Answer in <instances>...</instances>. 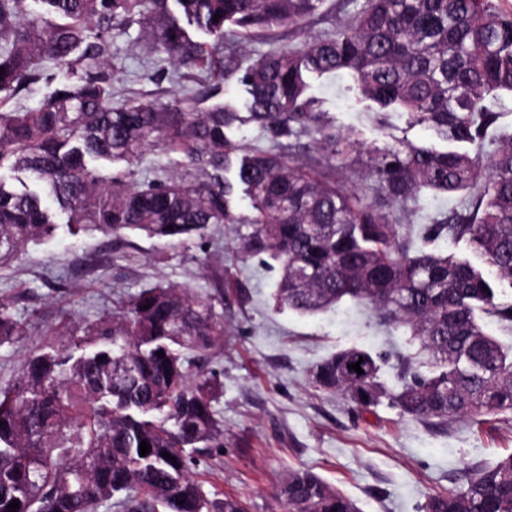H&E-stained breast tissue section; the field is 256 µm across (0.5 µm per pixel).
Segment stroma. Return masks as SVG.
Instances as JSON below:
<instances>
[{"instance_id": "35a3bbf8", "label": "stroma", "mask_w": 512, "mask_h": 512, "mask_svg": "<svg viewBox=\"0 0 512 512\" xmlns=\"http://www.w3.org/2000/svg\"><path fill=\"white\" fill-rule=\"evenodd\" d=\"M355 0H324L304 35L286 29L242 42L224 38L222 55L247 67L261 55L333 30ZM109 69L113 105L132 96L169 98L181 91L171 68L151 55L137 24L114 29ZM309 94L323 101L337 127L355 130L365 145L405 138L445 148L434 130L408 126L392 112L385 126L374 120L342 75L307 79ZM232 274L242 295L224 311V346L208 353L206 369L221 382L216 408L224 445L193 471L210 497H240L248 512H283L277 489L291 469H308L354 499L361 512H422L428 496L457 490L464 465L482 466L512 453V414L446 423L422 420L381 403L359 412L345 395L317 390L312 366L331 352L358 346L381 354L387 387L401 373L428 374L417 343L402 328L384 325L370 309L346 301L315 315L277 308L271 295L277 274L259 259H241L236 236L224 225L205 239L174 245L140 233L104 240L75 237L59 227L52 239L29 245L0 267V300L18 314L20 339L0 347V386L12 384L35 348L64 343L68 326L119 312L131 293L153 285H178L205 296Z\"/></svg>"}]
</instances>
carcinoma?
<instances>
[{"instance_id": "obj_1", "label": "carcinoma", "mask_w": 512, "mask_h": 512, "mask_svg": "<svg viewBox=\"0 0 512 512\" xmlns=\"http://www.w3.org/2000/svg\"><path fill=\"white\" fill-rule=\"evenodd\" d=\"M39 2L35 12L26 0H0V169L43 186L0 180V265L55 235L48 198L74 236L139 231L176 245L232 224L243 258L276 263L278 307L370 306L408 328L433 367L390 390L379 357L351 347L312 367L316 388L361 410L386 398L441 422L512 413V349L481 324L484 315L512 324V306L496 302L497 289L512 288V127L489 105L512 95L511 10L494 0H363L328 36L241 70L218 55L225 25L241 37L296 30L324 0ZM130 22L160 61L236 78L247 112L205 107L198 92L112 106V28ZM333 73L347 75L378 115L400 111L471 150L405 140L364 147L307 93V75ZM40 78L53 90L37 108L6 110ZM246 123L269 135V149L233 139ZM157 146L182 155L184 172L139 183L89 165L130 166ZM347 173L362 174L374 195L343 183ZM427 192L458 194L460 206L417 230L412 216ZM239 194L246 213L234 211ZM444 237L466 241L480 263L429 249ZM222 301L220 292L142 288L120 314L72 329L60 348L33 351L0 387V512L14 500L15 512H97L110 501L121 512H247L239 498H209L190 475L224 447L220 383L203 364L224 342ZM18 336L13 306L1 300L0 346ZM356 362L363 373L350 378ZM280 499L285 512H361L308 470L288 471ZM425 512H512V454L429 497Z\"/></svg>"}]
</instances>
